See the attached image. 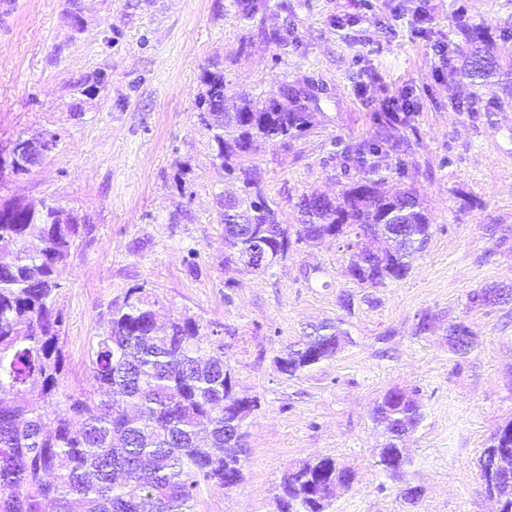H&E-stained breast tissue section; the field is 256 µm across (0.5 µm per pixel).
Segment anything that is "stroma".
I'll return each instance as SVG.
<instances>
[{
	"instance_id": "stroma-1",
	"label": "stroma",
	"mask_w": 512,
	"mask_h": 512,
	"mask_svg": "<svg viewBox=\"0 0 512 512\" xmlns=\"http://www.w3.org/2000/svg\"><path fill=\"white\" fill-rule=\"evenodd\" d=\"M288 2L290 13L265 16L267 27L290 28L288 77H322L329 92L316 133L255 157L285 223L302 193L336 191L333 146L369 138L387 98L415 104L390 134L419 141L404 182L434 234L406 279L354 289L350 313L337 303L352 289L343 241L296 245L263 276L224 265L216 198L226 183L199 118L200 75L217 63L232 89L271 92L277 71L275 46L238 54L244 28L229 0H0V154L21 135H59L42 165L0 179V201L56 199L90 226L61 274L65 384L85 372L99 312L144 281L166 305L227 332L238 389L259 400L243 480L203 489L195 512H276L288 466L322 456L356 475L328 512H409L375 465L383 436L372 409L393 387L416 392L424 412L404 443L413 458L406 479L422 491L410 512H496L478 460L512 420V303L472 309L468 296L512 285V237L497 234L512 230V103L497 81L437 76L433 46L456 48L462 16L512 32V0H428L425 40L392 16L390 0ZM96 71L105 88L78 94L75 82ZM425 314L432 329L414 335ZM325 320L348 334L336 358L281 374L275 357ZM458 321L479 338L465 356L448 346Z\"/></svg>"
}]
</instances>
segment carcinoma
<instances>
[{
    "label": "carcinoma",
    "instance_id": "1",
    "mask_svg": "<svg viewBox=\"0 0 512 512\" xmlns=\"http://www.w3.org/2000/svg\"><path fill=\"white\" fill-rule=\"evenodd\" d=\"M247 33L244 54L255 42L288 56V28L268 30L267 12L289 11L284 0H231ZM464 45L448 62V73L478 84L496 77L512 97V52L504 53L481 19L463 25ZM198 108L212 116L205 125L213 160L235 185L217 204L224 224L227 259L259 276L284 261L295 245L354 236L347 243L346 274L358 288H383L405 279L410 258L422 252L434 230L426 208L388 172L393 156L411 150L390 142V116L374 117L369 140L330 153L352 171L329 198L317 191L298 197L301 230L291 238L279 202L252 173L254 156L288 143L319 125V103L328 93L320 77L286 78L288 105L257 88L229 92L222 69L203 70ZM89 233L81 216L50 200L40 206L0 203V512H193L201 488H224L243 479L248 457L245 426L257 399L237 390L219 331H211L203 357V325L186 311H169L147 283H135L99 315L88 352L86 383L64 385L67 375L65 316L56 297L65 266L79 238ZM469 306L505 304L507 296L482 288ZM341 331L322 324L275 358L290 377L336 357ZM449 347L467 355L477 336L459 321L449 326ZM423 419L416 394L391 388L376 402L372 420L385 443L375 466L401 484L399 499L414 506L404 481L412 458L402 448L409 429ZM494 458V488L501 512H512V421L498 427L478 461ZM354 473L331 457L289 468L276 486L277 512H327L336 486L351 485Z\"/></svg>",
    "mask_w": 512,
    "mask_h": 512
}]
</instances>
